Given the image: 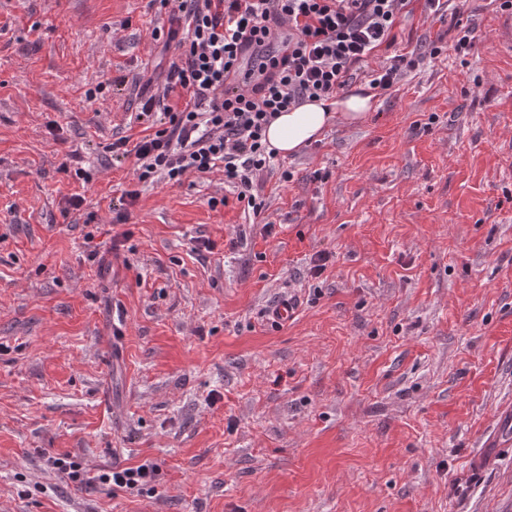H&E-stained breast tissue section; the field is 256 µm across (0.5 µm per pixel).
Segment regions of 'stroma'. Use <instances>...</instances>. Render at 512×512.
I'll list each match as a JSON object with an SVG mask.
<instances>
[{
  "mask_svg": "<svg viewBox=\"0 0 512 512\" xmlns=\"http://www.w3.org/2000/svg\"><path fill=\"white\" fill-rule=\"evenodd\" d=\"M410 8L380 55L419 65L280 157L256 216L222 171L143 183L105 150L152 132L137 107L178 57L154 37L166 9L0 0L7 512H512L508 17ZM65 454L156 472L132 495L48 468Z\"/></svg>",
  "mask_w": 512,
  "mask_h": 512,
  "instance_id": "obj_1",
  "label": "stroma"
}]
</instances>
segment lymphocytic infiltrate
Listing matches in <instances>:
<instances>
[{"label":"lymphocytic infiltrate","instance_id":"1","mask_svg":"<svg viewBox=\"0 0 512 512\" xmlns=\"http://www.w3.org/2000/svg\"><path fill=\"white\" fill-rule=\"evenodd\" d=\"M180 54L156 92L142 95L140 114L163 112L162 127L135 144L112 142L113 159L134 158L142 182L179 183L220 168L224 180L253 214L265 198L254 179L273 168L277 153L266 131L284 112L307 102L335 99L359 74L386 91L415 68L416 57L397 54L378 68L368 62L393 46L411 0H160ZM252 53L244 84L226 76L241 47ZM156 466L97 474L99 483L143 492Z\"/></svg>","mask_w":512,"mask_h":512}]
</instances>
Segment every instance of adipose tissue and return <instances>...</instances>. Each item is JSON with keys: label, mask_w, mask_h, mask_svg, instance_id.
I'll list each match as a JSON object with an SVG mask.
<instances>
[{"label": "adipose tissue", "mask_w": 512, "mask_h": 512, "mask_svg": "<svg viewBox=\"0 0 512 512\" xmlns=\"http://www.w3.org/2000/svg\"><path fill=\"white\" fill-rule=\"evenodd\" d=\"M372 106L373 95L364 90H354L337 96L328 111L321 104L307 103L282 113L268 128L266 137L278 154H292L317 140L333 120L339 119L348 123L363 121Z\"/></svg>", "instance_id": "1"}]
</instances>
